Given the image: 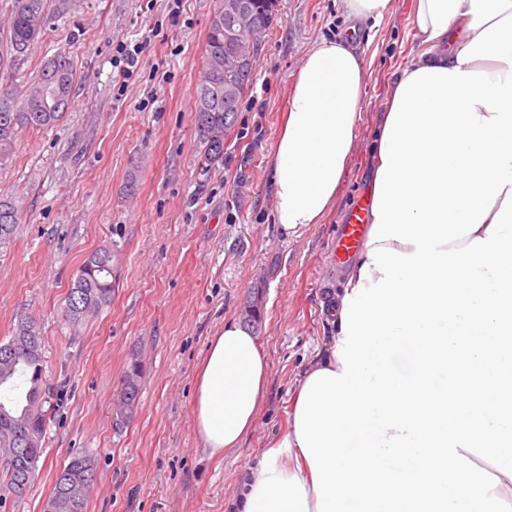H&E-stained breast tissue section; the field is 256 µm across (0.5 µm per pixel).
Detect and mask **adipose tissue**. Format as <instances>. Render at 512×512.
<instances>
[{
    "instance_id": "1",
    "label": "adipose tissue",
    "mask_w": 512,
    "mask_h": 512,
    "mask_svg": "<svg viewBox=\"0 0 512 512\" xmlns=\"http://www.w3.org/2000/svg\"><path fill=\"white\" fill-rule=\"evenodd\" d=\"M427 44L390 85L371 149L367 233L330 299L334 329L298 383L288 428L244 484L236 512H512V0H417ZM365 64L343 41L307 53L272 154L274 221L319 223L356 146ZM475 377L496 421L448 391ZM268 362L237 323L213 336L194 380L210 456L254 428ZM416 452L428 477L366 494ZM455 482V495L441 487Z\"/></svg>"
}]
</instances>
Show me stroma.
<instances>
[{
    "label": "stroma",
    "mask_w": 512,
    "mask_h": 512,
    "mask_svg": "<svg viewBox=\"0 0 512 512\" xmlns=\"http://www.w3.org/2000/svg\"><path fill=\"white\" fill-rule=\"evenodd\" d=\"M414 6L392 0L381 21L362 23L356 50L368 78L357 149L329 212L288 236L273 222L272 152L306 52L342 34V0H278L253 84L224 137V159L209 166L200 158L194 95L215 0H183L176 23L167 0H75L19 62L30 76L63 52L79 80L64 117L24 132L0 169V195L21 200L15 235L0 246V341L20 319H34L56 394L39 476L0 512H42L76 453L97 463L87 512H231L263 451L284 432L303 371L331 342L323 304L349 273L330 262L336 230L368 189V150L387 87L426 49L411 25ZM123 42L144 50L140 80L121 94L112 50ZM158 67L167 80H149ZM106 239L119 249L112 303L70 336L60 308L78 266ZM254 292L269 364L264 402L241 446L212 458L195 432L194 377L209 338L239 320ZM134 357L140 402L118 429L116 385Z\"/></svg>",
    "instance_id": "35a3bbf8"
}]
</instances>
